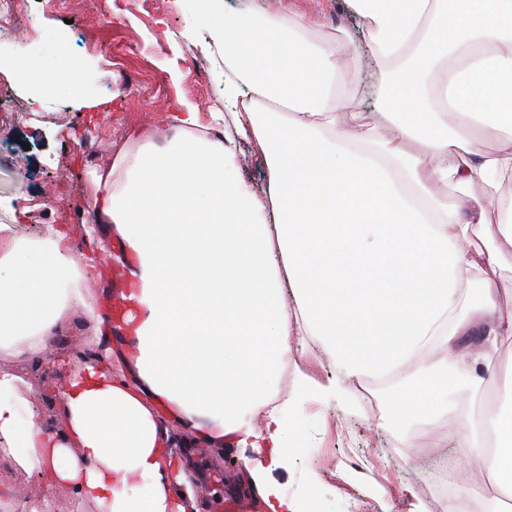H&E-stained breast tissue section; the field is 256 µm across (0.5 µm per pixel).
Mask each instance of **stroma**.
<instances>
[{"mask_svg": "<svg viewBox=\"0 0 512 512\" xmlns=\"http://www.w3.org/2000/svg\"><path fill=\"white\" fill-rule=\"evenodd\" d=\"M91 2L24 0L30 34L0 41V97H10L23 112L20 119L0 120V224L17 225L28 235L57 223L61 205L69 208L72 224L82 225L99 191L94 171L111 166L131 127H148L160 141L170 134L176 108H193L204 125L224 109V65L208 27L184 0H116L98 13ZM250 3L273 13L289 9L320 34L343 42V92L351 111L368 109L361 32L343 0ZM49 36L61 43V65L79 63L88 85L109 97L108 111H89L73 96L38 97L16 75L13 61L40 55ZM290 343L294 367L321 383L335 378L334 365L309 337L294 336ZM78 345L98 349L93 321L75 306L48 348L60 353ZM9 367L22 377L23 391L41 415L52 418L55 377L27 362ZM365 388L368 397L345 405L297 397L305 432L274 473L287 495L316 512H419L432 508L439 482L459 481L465 471L486 474L488 462L478 452L457 466L452 444L461 429L450 419L413 426L414 445L404 447L384 384L371 380ZM168 428L198 512H226L231 501L240 502V512H267L245 466L250 449L233 440L220 448L189 447L180 423L169 422Z\"/></svg>", "mask_w": 512, "mask_h": 512, "instance_id": "obj_1", "label": "stroma"}]
</instances>
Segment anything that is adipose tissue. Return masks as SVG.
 Listing matches in <instances>:
<instances>
[{
  "label": "adipose tissue",
  "instance_id": "adipose-tissue-1",
  "mask_svg": "<svg viewBox=\"0 0 512 512\" xmlns=\"http://www.w3.org/2000/svg\"><path fill=\"white\" fill-rule=\"evenodd\" d=\"M345 3L362 26L371 110L349 109L341 43L285 14L190 0L240 111L205 127L176 113L161 145L133 129L94 173L83 251L67 224L34 237L0 224V355L59 376L46 420L22 378L0 371V453L37 479L41 512L63 488L98 512H189L172 489L185 475L171 419L194 443L253 448L246 466L269 512H301L273 476L304 430L294 397L272 400L294 336L312 337L336 369L325 384L296 371L297 394L345 401L356 385L392 379L401 423L454 415L459 460L488 459L486 482L449 485L448 497L486 500L491 512L512 499V381L486 390L512 339L500 275L512 255V0ZM15 68L39 97L107 105L53 57ZM409 140L425 145L428 165L403 149ZM250 143L267 174L260 192L239 163ZM476 184L480 196H469ZM106 237L135 257L118 322L79 286ZM464 300L479 326L457 314ZM74 304L100 338L128 341L126 371L48 350ZM466 327L481 342L455 352Z\"/></svg>",
  "mask_w": 512,
  "mask_h": 512
}]
</instances>
